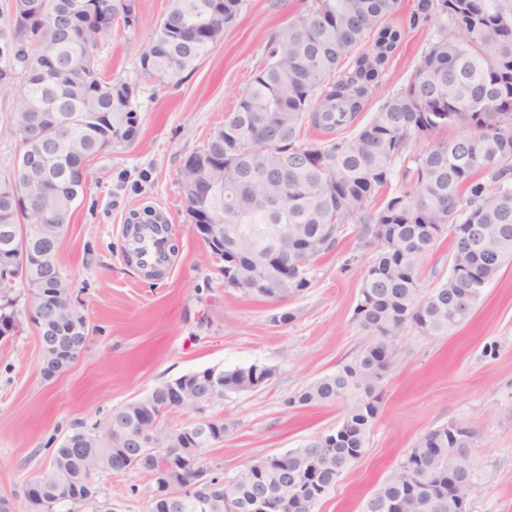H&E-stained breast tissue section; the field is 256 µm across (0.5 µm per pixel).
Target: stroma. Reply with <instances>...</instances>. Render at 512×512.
Segmentation results:
<instances>
[{
  "mask_svg": "<svg viewBox=\"0 0 512 512\" xmlns=\"http://www.w3.org/2000/svg\"><path fill=\"white\" fill-rule=\"evenodd\" d=\"M306 4L245 0L223 37L176 85L161 84L139 64L168 0H136L133 27H114L100 51V67L134 87L140 129L132 144L89 163L86 191L69 216L56 257L88 318L84 352L47 381L39 372V343L27 312L19 313L14 336L0 340V498L19 503L27 483L48 465V441L62 439L75 423L105 422L113 409L154 387L208 367L257 364L274 371L257 391L166 415L173 426L223 422L224 440L209 450L221 475L301 447L340 424L339 405L292 408L285 401L354 359L368 342L353 318L368 248L346 230L315 262L303 293L278 302L244 295L225 287L219 263L187 218L179 181L186 159L223 128L263 66L268 37ZM413 5L402 0L397 20L407 25L403 42L356 126L408 83L432 36L429 25L408 26ZM140 219L171 228V268L156 277L146 276L125 254L129 226ZM286 312L291 321L276 323ZM401 350L383 381L366 452L320 512H358L422 434L457 422L477 434L470 455L482 480L473 512H512V260L454 333L423 336L411 330ZM98 484L113 512H147L150 483L144 475L104 474Z\"/></svg>",
  "mask_w": 512,
  "mask_h": 512,
  "instance_id": "stroma-1",
  "label": "stroma"
}]
</instances>
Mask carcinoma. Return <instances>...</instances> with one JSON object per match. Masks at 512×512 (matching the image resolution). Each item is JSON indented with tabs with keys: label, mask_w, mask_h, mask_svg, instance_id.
<instances>
[{
	"label": "carcinoma",
	"mask_w": 512,
	"mask_h": 512,
	"mask_svg": "<svg viewBox=\"0 0 512 512\" xmlns=\"http://www.w3.org/2000/svg\"><path fill=\"white\" fill-rule=\"evenodd\" d=\"M112 18L127 27L131 0H101ZM211 0H170L142 54L151 56L145 72L179 81L181 75L212 47L207 40L184 43L178 26L201 22ZM39 10L77 11L82 0H20ZM401 0H310L264 44L266 62L253 77L236 110L224 120L207 146L194 154L195 165L180 171L182 191L205 171L213 192L203 200L184 199L185 211L222 215L226 224L243 225L241 246L252 242L267 252L295 254L301 264L289 268L297 287L310 286L309 272L317 258L330 251L346 226L372 244L362 277L354 319L372 336L353 361L321 377L286 400L291 407L344 403L336 443L314 437L283 455L261 457L228 478L224 502L217 512H252L257 487L282 500L280 512H318L344 472L366 451L378 414L377 390L388 369L400 359V341L413 327L423 336H445L463 324L482 290L512 259V0H416L412 26H433L412 76L390 96L354 136L333 134L353 123L365 101L388 73L389 63L404 36L395 22ZM112 29L88 27L74 38L50 21L25 28L0 18V97L12 98L11 127L18 145L27 148L30 109L44 113L46 126L71 117V143L41 159L39 206L27 208L26 196L12 189L15 166L0 176V268H12L20 251L38 253L45 240L63 238L69 213L84 194L85 180L76 171L107 148L132 143L138 133L135 98L119 93L127 83L100 71L99 51ZM371 48L366 49V42ZM345 70H340V67ZM310 125L331 136L325 142L304 137ZM461 125L468 130L441 139L408 160L410 138H432ZM277 141L266 149L240 147L239 139ZM397 186H392V182ZM278 224L280 241L259 239L256 229ZM445 224L452 235V263L466 262L469 279L460 284L453 274L429 292L421 288L420 269L434 248L430 227ZM479 228L475 246L462 239L464 227ZM224 275L237 273L249 283L258 270L245 256L224 251ZM21 284L0 283V337L16 329ZM68 296L58 299L50 335L61 345L80 346L89 329L74 330ZM71 362L50 357L43 378L51 380ZM257 366L221 370L224 386L247 384ZM197 372L174 380L185 386L184 404L191 407L203 394L193 384ZM150 398L158 421L159 457L145 463L112 462L119 447L111 429L75 425L49 449L50 462L26 487L18 512H36L33 498L56 503V512H79L96 504L95 512H112L100 497L99 476L139 472L154 480L174 447L210 448L224 440V423L206 427H172L163 423L171 409L166 388ZM136 428L151 421L139 415L138 401L112 410ZM70 438L86 441L76 448ZM476 433L463 423L431 429L407 449L392 476L362 501L360 512H472L462 508L448 485L463 479L477 492L481 475L469 448Z\"/></svg>",
	"instance_id": "cac0c4a2"
}]
</instances>
